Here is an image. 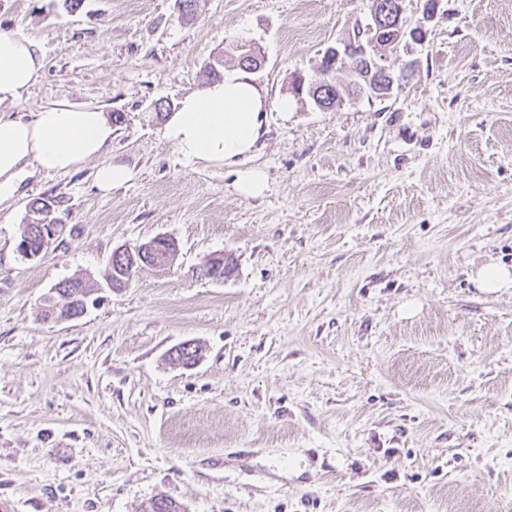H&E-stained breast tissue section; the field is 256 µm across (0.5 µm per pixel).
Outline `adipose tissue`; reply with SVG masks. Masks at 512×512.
<instances>
[{"label": "adipose tissue", "mask_w": 512, "mask_h": 512, "mask_svg": "<svg viewBox=\"0 0 512 512\" xmlns=\"http://www.w3.org/2000/svg\"><path fill=\"white\" fill-rule=\"evenodd\" d=\"M43 67L34 40L0 30V105L20 102ZM265 108L251 74L232 71L181 98L163 136L187 160L231 164L249 154L262 135ZM113 132L103 112L65 101L47 104L28 119L0 115V204L16 199L31 166L61 173L95 159L99 191L129 182L135 176L133 167L105 157Z\"/></svg>", "instance_id": "1"}]
</instances>
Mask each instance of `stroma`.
I'll use <instances>...</instances> for the list:
<instances>
[{
	"instance_id": "stroma-1",
	"label": "stroma",
	"mask_w": 512,
	"mask_h": 512,
	"mask_svg": "<svg viewBox=\"0 0 512 512\" xmlns=\"http://www.w3.org/2000/svg\"><path fill=\"white\" fill-rule=\"evenodd\" d=\"M368 0H0V29L34 39L40 80L14 116L55 101L124 113L106 156L134 179L109 195L96 161L29 168L0 204V512H512V0H438L388 98L317 109L292 96ZM265 132L241 167L189 163L155 105L209 83L232 42ZM289 108H282V100ZM64 230L17 250L33 202ZM164 235L171 268L110 289L116 248ZM231 255L216 284L196 271ZM82 276L75 320L38 309ZM198 346L193 364L171 351ZM234 187L236 191L245 196L259 197L266 189V178L258 168H245L235 170ZM37 225H38L39 231H40V237L38 239L39 248L32 252L30 249V246H29V240H27L24 244H22L18 248L20 253L28 259L37 258L42 253H44L46 248L47 249L50 248V246L52 245L56 236L59 234V228L61 226L60 224H54V223H52V224L44 223V224H37ZM475 282L485 291L507 290L512 288V271L505 266L488 263L478 269Z\"/></svg>"
}]
</instances>
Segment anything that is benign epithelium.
<instances>
[{"label": "benign epithelium", "instance_id": "7a95c632", "mask_svg": "<svg viewBox=\"0 0 512 512\" xmlns=\"http://www.w3.org/2000/svg\"><path fill=\"white\" fill-rule=\"evenodd\" d=\"M435 8V2L428 0L424 5L422 17L410 28L405 18L402 0L394 2L386 19L383 18L384 12L379 5H374L366 23L359 25L347 39L326 49V67L309 80L302 75L296 76L291 82L290 90L297 96L308 94L320 110H332L343 101V97L338 93L327 98L324 90L325 87L334 85L333 75L339 69L348 71L354 77L353 86L356 92L371 99L388 97L395 85L408 79V72L412 68V64L407 63L400 70H394V62L400 48L407 47L410 40H423L424 23L434 18ZM59 228L60 225L54 223L39 225V248L33 251L26 242L19 247L20 253L28 259L39 257L50 248L59 234ZM174 247L175 244L170 239L157 236L133 248L116 249L112 253V262L123 265L124 270L123 277L117 284L126 285L143 266L158 263L157 255L160 253L166 258L176 257ZM200 271L203 279L223 282L234 274L235 265L231 257L221 253L207 259L200 266ZM117 284L111 282L109 287L113 288Z\"/></svg>", "mask_w": 512, "mask_h": 512}]
</instances>
